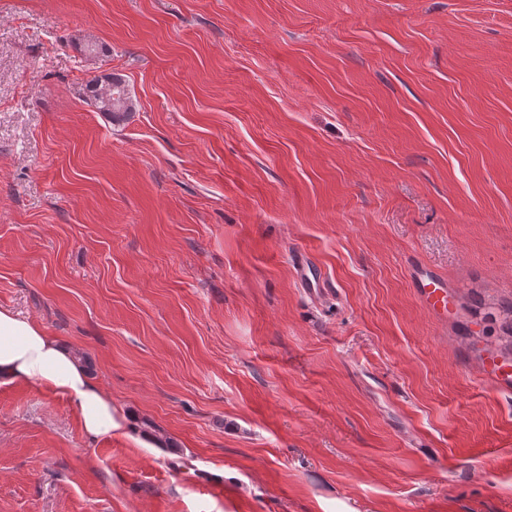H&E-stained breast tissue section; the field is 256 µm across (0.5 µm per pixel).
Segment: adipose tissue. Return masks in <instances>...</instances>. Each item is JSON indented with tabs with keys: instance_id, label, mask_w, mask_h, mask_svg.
I'll list each match as a JSON object with an SVG mask.
<instances>
[{
	"instance_id": "1",
	"label": "adipose tissue",
	"mask_w": 512,
	"mask_h": 512,
	"mask_svg": "<svg viewBox=\"0 0 512 512\" xmlns=\"http://www.w3.org/2000/svg\"><path fill=\"white\" fill-rule=\"evenodd\" d=\"M31 380L70 398L89 442L122 429L128 416L93 383L74 354L32 321L0 309V380Z\"/></svg>"
}]
</instances>
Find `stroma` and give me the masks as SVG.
<instances>
[{
  "instance_id": "obj_1",
  "label": "stroma",
  "mask_w": 512,
  "mask_h": 512,
  "mask_svg": "<svg viewBox=\"0 0 512 512\" xmlns=\"http://www.w3.org/2000/svg\"><path fill=\"white\" fill-rule=\"evenodd\" d=\"M510 303L512 0H0V309L133 420L0 382V512H512ZM101 78H94L88 81L84 91L85 99L98 112L110 115L113 123L123 122L135 109V103L128 85L125 79L118 74H108L105 80ZM106 83L111 86L112 107L106 106L105 95L102 93ZM113 95H117V98L114 100ZM413 277L428 307L437 314L447 313L449 295L446 284L437 277L422 275L419 269L413 271Z\"/></svg>"
}]
</instances>
